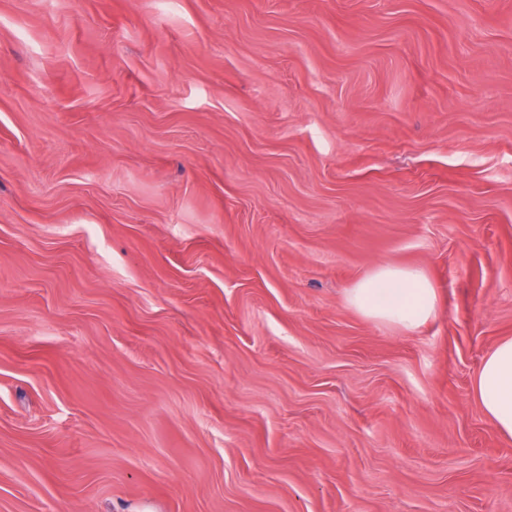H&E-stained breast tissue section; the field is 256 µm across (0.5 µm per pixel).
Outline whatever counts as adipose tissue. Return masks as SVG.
<instances>
[{"label": "adipose tissue", "mask_w": 512, "mask_h": 512, "mask_svg": "<svg viewBox=\"0 0 512 512\" xmlns=\"http://www.w3.org/2000/svg\"><path fill=\"white\" fill-rule=\"evenodd\" d=\"M347 301L364 316L406 331L423 325L437 309L434 286L413 267H378L350 288ZM474 392L499 435L512 439V338L499 341L485 355Z\"/></svg>", "instance_id": "ef3b65f1"}]
</instances>
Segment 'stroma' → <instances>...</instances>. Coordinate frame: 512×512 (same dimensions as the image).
<instances>
[{
	"label": "stroma",
	"mask_w": 512,
	"mask_h": 512,
	"mask_svg": "<svg viewBox=\"0 0 512 512\" xmlns=\"http://www.w3.org/2000/svg\"><path fill=\"white\" fill-rule=\"evenodd\" d=\"M509 337L512 0H0V512H512ZM347 301L364 316L412 331L437 309L431 281L413 267L383 265L350 288ZM474 392L499 435L512 439V338L499 341L485 355Z\"/></svg>",
	"instance_id": "stroma-1"
}]
</instances>
